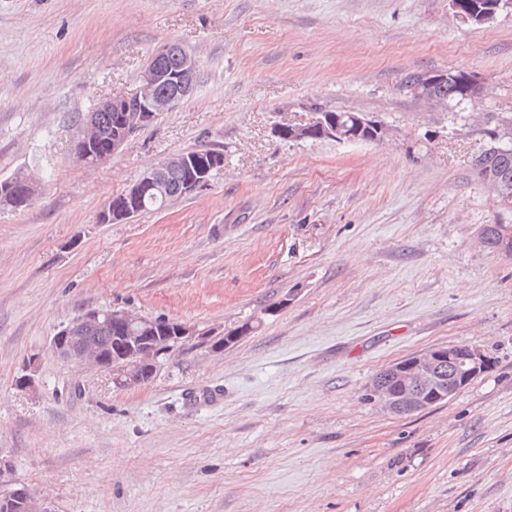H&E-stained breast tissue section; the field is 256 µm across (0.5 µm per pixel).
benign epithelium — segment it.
Masks as SVG:
<instances>
[{"label":"benign epithelium","mask_w":512,"mask_h":512,"mask_svg":"<svg viewBox=\"0 0 512 512\" xmlns=\"http://www.w3.org/2000/svg\"><path fill=\"white\" fill-rule=\"evenodd\" d=\"M456 16L465 22L483 24L492 20L498 11L510 7L512 0H449ZM199 68L197 56L181 50V73L168 74L148 61L141 75L139 90L130 97L103 101L97 111L109 112L116 106L124 112L122 132L112 138L107 155L97 151L99 133L93 118H87L81 133L84 145L74 151L76 160L85 166H95L107 157L119 153L127 139L136 130L152 121L162 112L172 109L181 99L190 95L195 84L186 76ZM456 79V72L443 71L409 85L412 93L438 104L448 103L443 95L446 85ZM162 81L174 82L178 93L173 97L157 96L152 93L155 85ZM318 133L322 138L338 142H354L370 137L374 140L387 133L384 125L363 114H355L351 120L318 110L309 113L301 122L289 129V139L297 141ZM188 164L185 153L173 154L150 169L129 188L118 201H108L97 217L99 224H116L128 221L139 214L138 203L146 196H160L164 199L184 198L210 181L211 166L214 160H197L191 165V175L180 190L170 192L165 181V172L170 168ZM497 194V203L503 208H512V184L507 181L492 182ZM37 183L27 176H15L0 182V205L14 209L22 206L25 199L31 200L37 193ZM112 323L116 327L115 351L102 353L88 343L82 342L81 332L89 325ZM210 345L214 350L224 349V337L215 335L212 330H198L175 319L145 318L124 311L89 309L64 327L51 340L54 353L62 360L78 364H91L113 374V383L119 388H136L147 383L156 371L159 358L176 347L186 344ZM448 369V377L456 383L466 384L490 369V360L476 346L466 343L436 346L418 352L390 368L394 385L388 386L382 379H373L368 386L370 397L387 412L399 416L404 411L426 410L430 406L449 401L459 389L444 384L442 370ZM5 495L20 496L25 512H54L50 504L34 498L27 488L5 491Z\"/></svg>","instance_id":"obj_1"}]
</instances>
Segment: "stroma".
<instances>
[{
	"label": "stroma",
	"mask_w": 512,
	"mask_h": 512,
	"mask_svg": "<svg viewBox=\"0 0 512 512\" xmlns=\"http://www.w3.org/2000/svg\"><path fill=\"white\" fill-rule=\"evenodd\" d=\"M200 59L192 94L112 160L77 165L78 116L137 92L150 55ZM463 70L476 97L417 99L407 76ZM360 112L381 142L275 136ZM512 116V10L448 0H0V484L54 512H512V224L472 175ZM224 152L208 186L119 224L97 215L168 155ZM219 332L141 387L60 359L86 310ZM467 343L492 368L394 416L382 368ZM32 377L31 387H19ZM471 0H449L451 9L456 16L465 22L483 24L492 20L501 9L512 8L511 0H478L485 2H470ZM37 183L27 176H15L0 182V205H9L14 209L21 208L26 197L33 200L37 193ZM505 228L512 229V224H486V225H484L480 234L483 236L485 243L483 242V239L480 238L481 244L483 246L486 245V247L488 249H491L496 252H500V237H501L500 233ZM510 232H511L510 229H506V235L504 238L505 242L501 249L502 250L501 252L505 255L512 254V244H511Z\"/></svg>",
	"instance_id": "obj_1"
}]
</instances>
